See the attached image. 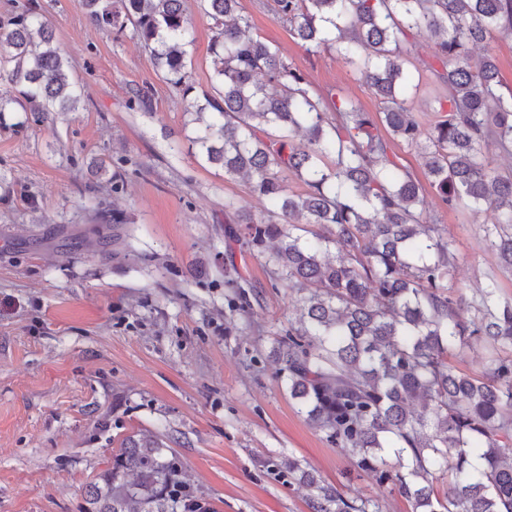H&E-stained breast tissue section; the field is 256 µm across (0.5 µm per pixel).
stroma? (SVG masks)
Returning a JSON list of instances; mask_svg holds the SVG:
<instances>
[{"label": "stroma", "mask_w": 512, "mask_h": 512, "mask_svg": "<svg viewBox=\"0 0 512 512\" xmlns=\"http://www.w3.org/2000/svg\"><path fill=\"white\" fill-rule=\"evenodd\" d=\"M240 3L314 92L376 112L354 67L306 52L272 0ZM185 4L198 97L217 27L199 0ZM25 5L49 21L84 97L73 112L0 123V512H84L130 434L163 441L214 512H308L306 489L275 465L288 455L346 496L411 512L309 426L277 378L294 304L236 223L237 209L268 202L191 151L193 116L137 39L94 25L77 0H0V17ZM142 86L150 109L129 108ZM112 211L129 236L104 259ZM423 215L451 244L453 288L469 300L492 282L512 301V270L485 242L489 213L449 209L429 188Z\"/></svg>", "instance_id": "35a3bbf8"}]
</instances>
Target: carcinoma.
<instances>
[{
  "label": "carcinoma",
  "mask_w": 512,
  "mask_h": 512,
  "mask_svg": "<svg viewBox=\"0 0 512 512\" xmlns=\"http://www.w3.org/2000/svg\"><path fill=\"white\" fill-rule=\"evenodd\" d=\"M78 0L98 27L150 49L157 74L188 97L193 29L184 0ZM218 26L211 91L192 99L191 146L226 176H246L275 210L237 214L245 238L296 298L276 355L288 394L314 428L391 484L411 512H512V302L487 288L466 316L448 289L452 252L438 220L420 223L423 186L400 167L390 139L424 146L430 186L443 203L492 212L486 241L512 267V173L483 147L512 154V94L501 92L493 33L512 38V0H273L307 50L357 67L379 102L327 104L279 50L252 32L239 0H202ZM425 31L427 71L448 110L430 128L404 98L411 41ZM0 118L22 109L38 121L81 99L51 26L23 11L0 20ZM295 176L305 186L287 189ZM269 241L276 248L265 253ZM345 248L331 257L329 246ZM479 344L484 375L452 360ZM309 489L310 512H379L349 501L288 457L278 463ZM182 465L161 442L131 434L112 449L86 512H209L189 495ZM445 480L446 492L434 483Z\"/></svg>",
  "instance_id": "obj_1"
}]
</instances>
